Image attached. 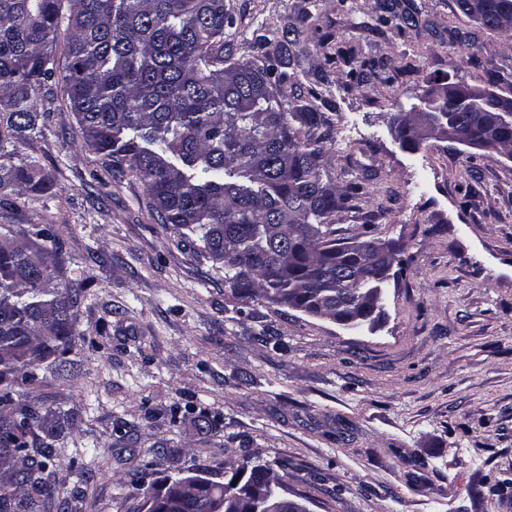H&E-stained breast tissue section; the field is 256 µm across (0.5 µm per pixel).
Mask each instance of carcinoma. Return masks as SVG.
Instances as JSON below:
<instances>
[{"mask_svg":"<svg viewBox=\"0 0 512 512\" xmlns=\"http://www.w3.org/2000/svg\"><path fill=\"white\" fill-rule=\"evenodd\" d=\"M68 9H63V2ZM481 25L512 32V0H473ZM414 21L384 6L378 23ZM224 0H0V206L44 177L8 165L17 143L42 133L36 102L59 86L83 143L114 175L139 179L157 221L196 235L193 249L224 267L241 297L310 300L350 319L363 294L381 288L369 254L336 252L332 217L363 191L325 180L330 131L318 93L287 101L277 85L292 63L290 39L259 64L224 62ZM66 35L63 56L55 54ZM448 127L512 147V117L492 97L422 100ZM488 112L495 129L477 115ZM23 242L0 224V512H44L67 499L51 481L55 442L74 427L68 408L46 421L13 388L38 380L54 354L75 348V308L84 282L62 274L60 239L47 227ZM224 483L202 477L185 512H204Z\"/></svg>","mask_w":512,"mask_h":512,"instance_id":"1","label":"carcinoma"}]
</instances>
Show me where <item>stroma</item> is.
Listing matches in <instances>:
<instances>
[{"label": "stroma", "instance_id": "obj_1", "mask_svg": "<svg viewBox=\"0 0 512 512\" xmlns=\"http://www.w3.org/2000/svg\"><path fill=\"white\" fill-rule=\"evenodd\" d=\"M382 2L224 0L227 57L254 61L265 40L299 33L280 90H317L330 180L369 189L337 213L336 236L400 250L375 324L236 297L158 223L138 179L82 146L62 91L42 136L17 145L12 164L45 184L0 224L51 228L65 278L87 281L70 377L44 369L15 394L80 412L51 464L57 488H82L67 512H134L139 489L165 486L159 448L218 481L249 449L312 512H512V157L409 150L390 126L436 78L512 91V34L456 0H392L415 17L396 32L376 25ZM370 60L363 84L347 78Z\"/></svg>", "mask_w": 512, "mask_h": 512}]
</instances>
